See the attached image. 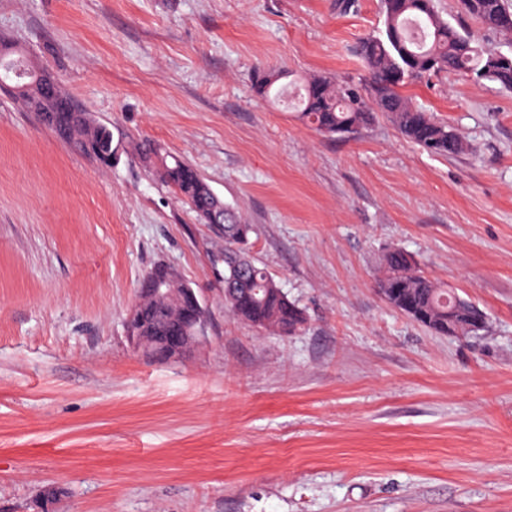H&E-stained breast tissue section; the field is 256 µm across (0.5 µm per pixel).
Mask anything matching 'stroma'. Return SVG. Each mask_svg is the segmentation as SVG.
<instances>
[{"mask_svg": "<svg viewBox=\"0 0 512 512\" xmlns=\"http://www.w3.org/2000/svg\"><path fill=\"white\" fill-rule=\"evenodd\" d=\"M442 15L486 46L458 0ZM379 0H0V38L112 130L111 167L0 89V512H512V91L464 73L404 95L458 130L431 156L385 113L304 125L262 65L359 83ZM149 140L243 222L307 324L268 335L224 307L223 242L145 167ZM407 250L488 317L435 336L375 278ZM177 269L205 339L152 361L127 337L143 276ZM286 76L284 70L257 68L252 77L253 89L258 96L267 97L274 85Z\"/></svg>", "mask_w": 512, "mask_h": 512, "instance_id": "stroma-1", "label": "stroma"}]
</instances>
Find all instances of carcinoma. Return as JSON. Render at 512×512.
Segmentation results:
<instances>
[{"instance_id": "obj_1", "label": "carcinoma", "mask_w": 512, "mask_h": 512, "mask_svg": "<svg viewBox=\"0 0 512 512\" xmlns=\"http://www.w3.org/2000/svg\"><path fill=\"white\" fill-rule=\"evenodd\" d=\"M460 3L463 11L485 28L512 37V26L498 21L502 12L512 11V0ZM380 4L383 29L357 47L367 71L364 86L378 84L379 93L368 99L348 83L313 75L306 79L300 94V118L317 132L335 136L367 125L378 110L390 116L402 136L423 151L448 157L463 153V136L413 103L400 87L424 75L463 72L512 89V64L498 70L491 67V60L499 53L484 48L469 33L451 25L437 9L435 0H380ZM21 67L23 61L15 44L0 40V85L11 82L13 95L37 113L72 150L103 167L112 166V129L79 111L64 92L59 99L49 101L17 91L22 81L13 78V73ZM392 72L401 74L396 86L383 83ZM285 77L283 70L257 68L252 86L264 98ZM133 150L154 165L177 198L223 238L224 246L217 258L224 264V307L232 316L273 335L299 332L306 323L304 311L288 299L275 277L251 255L255 225L243 223L194 168L175 158L168 159L160 146L145 141L135 144ZM150 287L151 283L141 281L137 300L129 311L132 330L134 335L146 337L155 350L165 352L170 348L168 337L190 335L192 307L179 292L167 295L153 292ZM376 288L388 305L436 336H476L488 323L486 314L469 300H461L453 312H448L452 291L424 275L412 255L399 247L386 251Z\"/></svg>"}]
</instances>
